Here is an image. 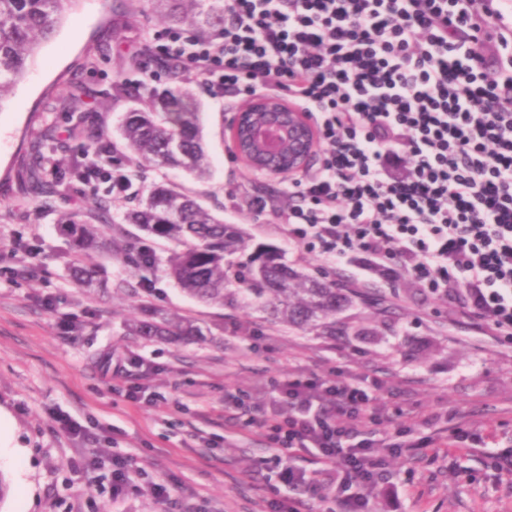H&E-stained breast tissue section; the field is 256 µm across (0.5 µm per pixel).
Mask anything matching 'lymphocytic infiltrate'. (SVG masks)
<instances>
[{
	"label": "lymphocytic infiltrate",
	"instance_id": "lymphocytic-infiltrate-1",
	"mask_svg": "<svg viewBox=\"0 0 512 512\" xmlns=\"http://www.w3.org/2000/svg\"><path fill=\"white\" fill-rule=\"evenodd\" d=\"M498 20L487 0H224L216 37L166 31L152 54L229 100L283 94L313 122L320 160L288 182L294 243L398 259L512 338V41ZM380 387L296 372L261 414L226 394L224 417L262 431L285 486L335 487L343 512H366L386 479L364 438ZM306 454L319 479L292 466Z\"/></svg>",
	"mask_w": 512,
	"mask_h": 512
}]
</instances>
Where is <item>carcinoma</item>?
<instances>
[{"mask_svg": "<svg viewBox=\"0 0 512 512\" xmlns=\"http://www.w3.org/2000/svg\"><path fill=\"white\" fill-rule=\"evenodd\" d=\"M61 2L0 0V107L24 77L40 44L53 37ZM164 2L172 16L212 29L224 27V0ZM122 134L147 165L178 168L197 178L210 172L201 112L187 93L167 90L150 94L146 108L126 113ZM70 135L96 142L102 158L110 152L107 132L89 126L83 115L72 124ZM27 178L39 196L48 199L55 193L42 163L30 168ZM94 219L106 227L114 223L112 199H100ZM124 221L137 225L144 235L132 240L111 239L73 212L61 215L59 223L85 256L112 249L138 275L143 288L149 287L154 275L163 273L182 291L205 303L222 307L247 300L275 322L323 336L347 335L337 316L363 296L340 280L325 281L294 269L274 245L249 247L242 228L224 223L193 197L164 183L152 184L137 206L125 213ZM159 239L174 242L180 249L162 258L155 249ZM97 274L95 265L84 260L72 269L73 279L81 287L91 286ZM129 328L140 336L200 333L191 321L162 312L137 320Z\"/></svg>", "mask_w": 512, "mask_h": 512, "instance_id": "cac0c4a2", "label": "carcinoma"}]
</instances>
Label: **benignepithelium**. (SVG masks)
I'll use <instances>...</instances> for the list:
<instances>
[{
  "label": "benign epithelium",
  "mask_w": 512,
  "mask_h": 512,
  "mask_svg": "<svg viewBox=\"0 0 512 512\" xmlns=\"http://www.w3.org/2000/svg\"><path fill=\"white\" fill-rule=\"evenodd\" d=\"M231 135L241 158L276 161L265 169L268 175L302 170L316 143V132L304 113L277 100L248 102L235 114Z\"/></svg>",
  "instance_id": "7a95c632"
}]
</instances>
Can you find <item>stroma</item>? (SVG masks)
Returning a JSON list of instances; mask_svg holds the SVG:
<instances>
[{
    "label": "stroma",
    "mask_w": 512,
    "mask_h": 512,
    "mask_svg": "<svg viewBox=\"0 0 512 512\" xmlns=\"http://www.w3.org/2000/svg\"><path fill=\"white\" fill-rule=\"evenodd\" d=\"M167 29L188 27L152 0H65L54 38L0 108V407L18 443L0 449V470L12 483L0 512H267L286 488L267 461L264 438L225 422L224 392L239 388L264 404L274 381L293 371L380 379L386 422L376 438L408 426L417 438L446 442L462 428L482 440V447L448 455L419 448L387 456L391 480L374 490L371 512H512V471L491 467L493 456L512 452V339L463 317L454 301L402 270L379 267L362 253L336 262L289 240L281 217L287 176L255 173L237 155L234 114L197 71L151 61L153 36ZM146 83L189 91L200 103L211 173L198 180L146 168L126 197L113 199L114 217L121 219L150 183L168 181L240 225L252 243L284 249L294 268L375 288L389 314L358 299L339 316L347 335L288 329L245 303L219 308L191 298L162 274L138 287L108 250L91 258L98 286H75L77 249L58 218L67 211L91 215L105 186L75 172L95 147L71 139L65 98L73 86L83 88L82 110L108 131L113 166L131 171L119 126L126 112L143 107ZM41 141L57 176L46 201L25 177ZM259 197L269 202L262 212L253 206ZM150 309L189 319L202 333L130 334L127 321ZM133 384L146 385L157 403L129 401ZM67 417L94 440L72 435ZM117 455L129 458L132 472L166 484L170 500L135 489L112 498L110 462ZM89 458L99 463L92 477L72 470Z\"/></svg>",
    "instance_id": "1"
}]
</instances>
